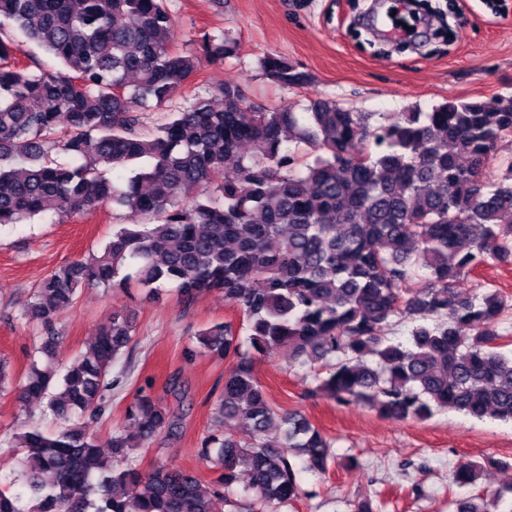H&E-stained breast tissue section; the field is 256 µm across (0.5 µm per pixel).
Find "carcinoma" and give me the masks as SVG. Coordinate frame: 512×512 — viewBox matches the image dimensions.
<instances>
[{"label":"carcinoma","mask_w":512,"mask_h":512,"mask_svg":"<svg viewBox=\"0 0 512 512\" xmlns=\"http://www.w3.org/2000/svg\"><path fill=\"white\" fill-rule=\"evenodd\" d=\"M53 55L46 66L18 55L17 35ZM201 54L176 45L168 0H0V226L51 215L59 221L111 205L115 224L101 248L51 272L22 311L42 326L20 386L61 422L45 432L21 423L7 447L20 469L0 488V512H263L300 492L290 457L325 472L333 442L297 412H284L255 377L253 362L286 348L291 362L318 363L315 391L398 421L437 408L512 421V331L501 328L512 295L460 289L493 261L512 266V160L489 166L512 136V93L489 101L448 100L371 123L333 100L303 111L247 105L234 81L211 85L168 108L193 84L200 57L237 55L239 40L205 34ZM263 74L288 89L307 75L267 54ZM159 111L144 126L142 115ZM130 169L118 183L108 176ZM152 295L167 286L192 300L222 292L239 323H215L199 347L229 360L215 401L221 427L203 440L219 472L206 486L159 466L143 474L130 457L179 418L136 391L110 453L81 419L102 412L112 366L136 336L122 310L68 366L56 362V320L86 286ZM412 323L409 345L388 336ZM246 420L250 434L238 439ZM278 432L276 439L270 431ZM248 474V501L238 475ZM484 463L453 475L474 484ZM148 491L131 496L142 479ZM504 493L455 502V512H500Z\"/></svg>","instance_id":"cac0c4a2"}]
</instances>
